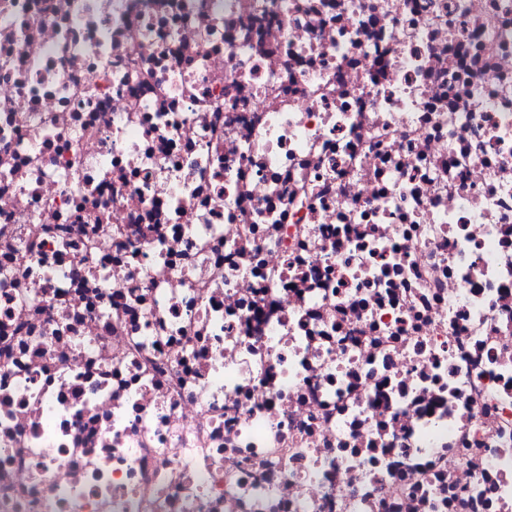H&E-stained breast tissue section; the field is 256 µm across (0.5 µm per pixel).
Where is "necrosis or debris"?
Returning a JSON list of instances; mask_svg holds the SVG:
<instances>
[{
    "mask_svg": "<svg viewBox=\"0 0 512 512\" xmlns=\"http://www.w3.org/2000/svg\"><path fill=\"white\" fill-rule=\"evenodd\" d=\"M0 512H512V0H0Z\"/></svg>",
    "mask_w": 512,
    "mask_h": 512,
    "instance_id": "1",
    "label": "necrosis or debris"
}]
</instances>
